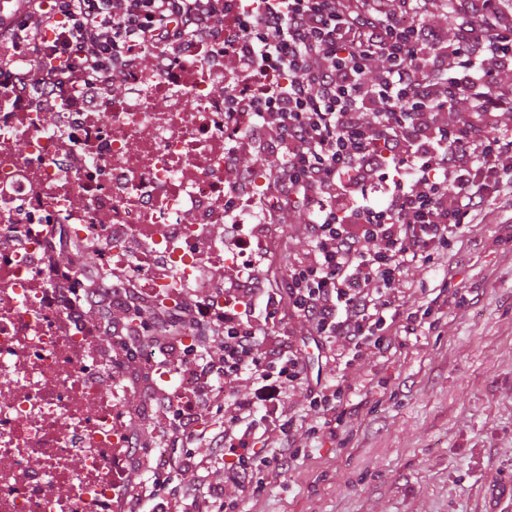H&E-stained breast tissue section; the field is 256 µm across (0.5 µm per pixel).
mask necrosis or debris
Listing matches in <instances>:
<instances>
[{
  "instance_id": "4bbe7bcc",
  "label": "necrosis or debris",
  "mask_w": 512,
  "mask_h": 512,
  "mask_svg": "<svg viewBox=\"0 0 512 512\" xmlns=\"http://www.w3.org/2000/svg\"><path fill=\"white\" fill-rule=\"evenodd\" d=\"M160 84L134 73L120 102L96 111L63 99L0 106V512H117L129 434L96 327L61 296L83 299L79 242L104 268L127 266L129 236L149 258L135 268L174 309L205 278L204 257L251 270L206 229L224 223V104L210 80ZM164 262L156 276L153 260Z\"/></svg>"
}]
</instances>
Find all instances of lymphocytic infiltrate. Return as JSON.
Listing matches in <instances>:
<instances>
[{"label":"lymphocytic infiltrate","mask_w":512,"mask_h":512,"mask_svg":"<svg viewBox=\"0 0 512 512\" xmlns=\"http://www.w3.org/2000/svg\"><path fill=\"white\" fill-rule=\"evenodd\" d=\"M431 0H0V95L31 94L42 111L53 109L66 88L84 90L93 109L101 91L122 98L127 65L167 75L171 55L190 51L214 29L224 31V72L212 79L228 99L225 125L244 131L229 148L224 210L242 214L249 199L231 190L261 161L280 197L273 214L306 213L309 248L293 263L281 288L260 270L262 242L248 224L243 236L252 274L224 290V311L213 316L197 298L172 311L118 272L108 288L91 289L87 306L114 309L99 341L112 346V373L131 360L141 369V343L151 337L161 361L179 375L195 366L190 394H147L149 422L158 436L191 445L185 456L163 462L144 449L141 422L129 423L143 479L126 512H236L258 505L262 484L253 474L256 444L274 450L263 463L287 473L298 455L290 388L301 384L304 364L292 342L279 338L284 318L307 324L322 348L341 343L353 355L392 352L400 335L424 323L402 316L397 295L408 263L430 258L458 230L478 224L491 202L512 206V130L492 118L512 112V86L486 87L512 72V10L505 0H454L448 27L430 21ZM69 37L41 78L15 68V53L44 49L42 35L59 19ZM470 121L445 122L459 98ZM405 101L404 112L389 111ZM393 184L385 200H372L375 181ZM124 303L114 304L116 294ZM198 337L182 344V327ZM248 382L247 394L235 385ZM303 384V383H302ZM306 386V385H305ZM318 412L315 432L335 436L344 390L336 382L306 386ZM224 411L218 432L200 426L213 409ZM228 455L224 479L181 481Z\"/></svg>","instance_id":"f902f5d3"}]
</instances>
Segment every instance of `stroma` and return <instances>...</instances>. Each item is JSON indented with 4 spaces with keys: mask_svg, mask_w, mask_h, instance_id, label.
<instances>
[{
    "mask_svg": "<svg viewBox=\"0 0 512 512\" xmlns=\"http://www.w3.org/2000/svg\"><path fill=\"white\" fill-rule=\"evenodd\" d=\"M303 221L291 211L268 227L272 288L307 248ZM406 279L417 289L406 310L444 290L443 317L390 354L350 363L337 350L335 436L312 432L306 393L294 391L300 453L285 474L257 466L260 512H486L488 487L512 482V210L490 205L441 256L408 264Z\"/></svg>",
    "mask_w": 512,
    "mask_h": 512,
    "instance_id": "1",
    "label": "stroma"
}]
</instances>
